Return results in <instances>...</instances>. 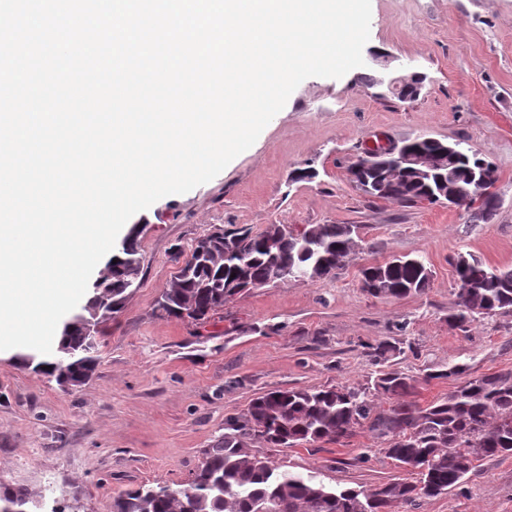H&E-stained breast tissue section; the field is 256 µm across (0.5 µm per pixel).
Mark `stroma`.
Returning <instances> with one entry per match:
<instances>
[{
    "mask_svg": "<svg viewBox=\"0 0 512 512\" xmlns=\"http://www.w3.org/2000/svg\"><path fill=\"white\" fill-rule=\"evenodd\" d=\"M377 52L392 56L393 69L424 76L416 99L367 85ZM363 58L342 78L304 80L214 179L133 216L141 285L103 326L100 364L85 385L63 389L24 368L15 351L0 353V486L21 484L47 507L79 512H112L114 498L143 485L184 486L225 419L255 394L370 387L380 368L368 348L383 341L399 344L388 364L415 379L412 400L422 407L452 389L437 376L449 365L512 372V311L464 331L448 322L453 257L512 267V0H371ZM417 136L460 143L492 164L490 222L469 223L445 204L375 199L350 182L348 168L369 141ZM306 168L314 179H298ZM271 224H350L356 247L335 278L251 289L205 327L155 315L178 251L218 229ZM395 255L425 260V293L362 290V266ZM245 451L282 470L318 472L336 488L410 476L363 428L339 443L273 450L255 440ZM395 512H512V455L481 461L459 488Z\"/></svg>",
    "mask_w": 512,
    "mask_h": 512,
    "instance_id": "stroma-1",
    "label": "stroma"
}]
</instances>
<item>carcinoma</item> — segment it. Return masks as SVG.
<instances>
[{"instance_id": "1", "label": "carcinoma", "mask_w": 512, "mask_h": 512, "mask_svg": "<svg viewBox=\"0 0 512 512\" xmlns=\"http://www.w3.org/2000/svg\"><path fill=\"white\" fill-rule=\"evenodd\" d=\"M427 152L436 168L428 178L407 175L392 180L386 166L348 169L350 180L365 194L403 204L435 203L438 177L448 172L442 141L417 137L404 144ZM351 224H316L304 229L271 224L264 231L219 229L199 240L182 257L167 288L155 303L162 318L205 326L224 303L249 288L295 281L319 282L336 275L355 242ZM103 274L91 282V296L63 324L66 341L56 363L26 356L25 367L77 389L99 364L101 327L119 312L141 283L142 257L137 234L116 246ZM456 282L453 326L465 330L478 319L512 309V269H491L474 255L453 263ZM431 270L423 259L401 256L360 269L361 288L374 297L404 298L429 287ZM51 369H46V366ZM456 383L453 390L425 407L403 400L413 379L397 370L380 373L374 393L393 400L376 410L368 392L334 385L278 389L252 398L238 416L224 421V434L203 450L200 465L180 488L159 484L127 491L113 502V512H258L273 502L277 512H392L462 485L486 458L512 455V372L473 376L464 364L436 374ZM359 427L380 439L385 455L417 471L414 480L380 484L372 489H336L318 473L281 471L267 458L248 455L244 447L258 438L268 448L340 441ZM39 499L22 485L0 490V512H32Z\"/></svg>"}]
</instances>
